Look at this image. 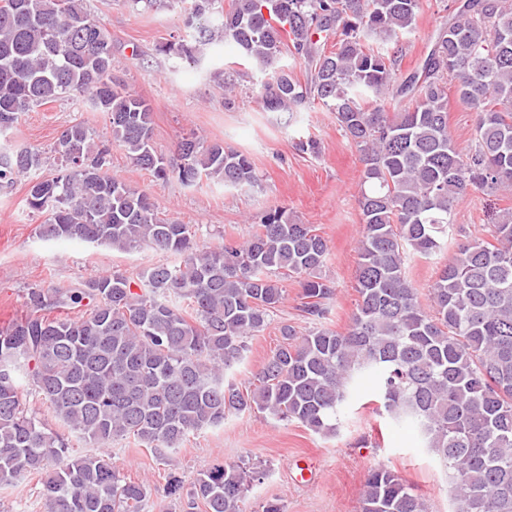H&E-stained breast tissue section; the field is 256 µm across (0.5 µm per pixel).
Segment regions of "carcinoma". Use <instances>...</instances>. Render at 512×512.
Returning <instances> with one entry per match:
<instances>
[{
    "mask_svg": "<svg viewBox=\"0 0 512 512\" xmlns=\"http://www.w3.org/2000/svg\"><path fill=\"white\" fill-rule=\"evenodd\" d=\"M168 0L187 12L204 45L216 40L268 74L266 112L317 101L333 112L364 169L358 294L343 333L323 326L281 342L242 389L226 378L296 279L305 312L325 318L336 295L322 275L328 245L283 209L250 239L201 249L191 224L163 221L156 202L107 173L111 145L166 180L207 177L243 188L256 181L245 154L190 134L165 158L155 151L151 108L112 78V36L83 0H0V133L34 106L83 98L108 118L96 144L81 123L51 152L0 153V187L28 179L26 205L46 215L43 239L180 256L137 278L114 271L72 288L34 285L25 314L0 328V484L41 476L45 512H141L152 489L121 476L101 454L77 455L72 439L106 447L131 439L164 457L231 415L265 413L318 435L336 434L355 390L411 424L448 474L460 512H512V220L490 239H460L457 201L479 189L512 190V0H454L421 72L400 80L391 45L413 30L420 0ZM158 51L194 62L191 47ZM289 54L306 83L278 66ZM476 111L474 142L460 154L448 129V95ZM457 249L419 300L406 265ZM23 375L55 424L21 390ZM255 472L218 465L196 478L184 512H246ZM361 512H427L391 470L369 471Z\"/></svg>",
    "mask_w": 512,
    "mask_h": 512,
    "instance_id": "cac0c4a2",
    "label": "carcinoma"
}]
</instances>
